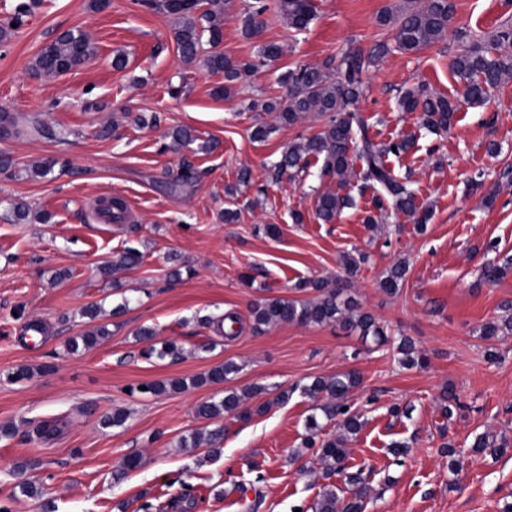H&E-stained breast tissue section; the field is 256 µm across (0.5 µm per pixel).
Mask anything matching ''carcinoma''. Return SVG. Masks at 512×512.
Returning <instances> with one entry per match:
<instances>
[{
    "label": "carcinoma",
    "mask_w": 512,
    "mask_h": 512,
    "mask_svg": "<svg viewBox=\"0 0 512 512\" xmlns=\"http://www.w3.org/2000/svg\"><path fill=\"white\" fill-rule=\"evenodd\" d=\"M137 3L163 10L177 16L178 26L174 31L177 50L186 62L203 58L206 68L212 73L224 74V95L231 93L234 82L244 73L277 60L282 48L276 43H267L260 49L257 62L234 60L224 52L217 50L223 38L226 11L224 0H136ZM36 0L18 6V11L6 21H0V45L11 38L14 28L21 25L22 16L31 13ZM268 6L265 0H253L249 3L242 20L245 36L254 35L263 23V15ZM279 9L288 20V25L296 30L307 28L313 19L314 10L311 0H280ZM455 5L453 0H424L420 6H409L397 13H384L379 17L382 25H393L392 41L375 44L370 50L348 48L340 53L336 60L327 61L321 66L299 65L287 71L282 82L286 94L262 105L261 110L275 114V120L284 126H293L307 114L314 112L325 121L322 132L302 139L288 146L280 160L274 165L273 180L283 176L294 180L304 172L307 158H323L321 177L346 182L353 158L362 161L361 180L373 187L377 194L373 199L374 212L366 217V223L379 224L393 210L415 219V223L424 224L429 219V210L420 208L416 203V194L408 182L400 180L388 165L389 156L399 157L410 151L413 139L396 138L388 142L377 143L367 132V120L353 109L364 93V75L376 66L385 56L397 51L401 54H416L433 44L448 30L453 18ZM207 23L201 27L200 21ZM209 32L208 45L203 47V32ZM504 44H512V28L506 26L467 45L452 60V69L463 85V97L468 103H481L488 97L489 90L500 86L512 75V57L499 53ZM95 55V47L90 37L82 31L67 30L48 43L36 56L31 69L38 75L57 76L77 69ZM401 106L407 112H418L422 126L433 134H440L451 128L459 104L445 96H435L419 88L407 91L402 96ZM51 140H64L65 132L34 120L28 128L18 126L14 117L7 112L0 113V138H12L22 134ZM56 161H37L25 173L31 177L46 179L54 174ZM349 198L326 191L317 198L316 213L324 223L333 222ZM100 210L107 220L119 223L123 220L125 203L119 197L101 201ZM143 259V254L127 248L112 264L101 266L104 274L111 270L135 268ZM407 272V265L399 262L391 266L380 287L389 295L396 294ZM512 272V257L509 255L488 260L482 269L481 278L496 283ZM307 287L314 291L308 299H290L284 297L263 298L255 301L250 308V317L255 327L299 323L304 325H323L335 323L345 329L358 330L364 336L373 337L379 346L393 342L387 329L375 318L364 311L360 303L346 294V289L329 286L324 279L308 282ZM111 336L106 324L91 325L81 334L70 339L67 350L71 354L94 349ZM140 341L147 343L142 354L151 358H181L183 350L174 341L157 343L156 333L150 328L137 332ZM512 336V315L486 323L482 327L485 340ZM402 366L413 368L422 365L423 358L416 356L413 342L408 338L400 339L397 345ZM240 368L232 362L217 365L208 372L185 381L180 378L167 381H154L145 384L148 394H162L167 391H181L188 386L216 385L226 382L229 376ZM362 386V377L355 370L338 373L329 378H317L303 387V394L316 400L325 397V401L316 405V413L310 415L305 423L307 436L306 448L314 451L323 470V478L335 475L344 478V483L356 488L351 496H340L336 486L329 483L313 505V512H364V498L367 492L366 477L363 470L345 471L347 442L357 435L365 425L362 416L350 407L349 401ZM262 386H252L241 391L226 390L224 396L201 403L196 414L199 418L212 422L224 419L226 415L238 417L250 416V410L244 408L247 400L263 394ZM438 408L444 418H451L453 409L459 407L458 399L451 388H445L437 400ZM338 424L341 433L319 438L323 429L330 423ZM224 432L219 426L208 431H195L183 440L196 448L201 443L212 447L217 456L220 449L217 444ZM509 447L507 441H497L487 435L478 436L471 449L476 454L497 457Z\"/></svg>",
    "instance_id": "1"
}]
</instances>
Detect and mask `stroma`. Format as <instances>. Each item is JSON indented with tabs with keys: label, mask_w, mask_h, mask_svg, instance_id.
I'll return each instance as SVG.
<instances>
[{
	"label": "stroma",
	"mask_w": 512,
	"mask_h": 512,
	"mask_svg": "<svg viewBox=\"0 0 512 512\" xmlns=\"http://www.w3.org/2000/svg\"><path fill=\"white\" fill-rule=\"evenodd\" d=\"M249 2L231 0L221 51L252 60L274 42L283 53L244 76L228 97L216 92L223 75L181 59L174 17L136 0H111L102 11L89 0H40L0 46V112L20 122L36 115L68 133L63 142L0 138V153L14 161L0 172V426L12 429L0 436V504L11 512H41L46 499L57 512H312L323 481L302 446L314 401L301 389L355 370L363 387L351 405L365 427L349 442L345 465L367 477L365 512H500L512 496V336L492 345L499 358L491 361L480 330L512 301V274L487 284L480 272L490 251L512 255V184L502 176L512 171V81L492 90L485 105H461L441 136L423 128L419 113L403 111L399 98L419 85L459 98L452 59L466 43L511 24L512 0H454L441 40L416 55L391 53L366 74L357 106L369 134L379 142L413 138L411 151L390 157L389 165L433 212L421 227L397 214L376 229L364 222L374 192L357 177L344 188L351 206L332 224L316 217L317 196L332 185L321 178L320 161L309 159L296 180L272 182V166L288 144L325 123L311 115L278 126L260 106L283 94L279 78L289 69L390 39L378 17L408 0H312L315 16L299 31L281 17L277 0H267L265 24L252 38L241 32ZM70 29L90 36L95 56L63 75L35 74L40 49ZM119 54L127 59L122 70L112 66ZM492 112L497 122L489 126ZM261 122L273 131L253 140ZM111 124L115 136L100 137ZM177 126L190 128L197 143L165 148V133ZM210 140L217 149L201 151ZM50 158L65 164L54 180L27 177V164ZM185 160L197 170L189 183L176 178ZM244 168L251 181L241 186ZM233 184L239 190L231 201L224 188ZM110 195L127 200L128 222L98 220L94 203ZM18 200L49 221H6ZM228 206L239 214L232 224L222 218ZM267 224L277 225V236L264 234ZM128 247L143 254L142 264L102 277L99 265ZM347 253L366 257L350 292L393 338L408 337L424 350L427 368H403L395 345L376 346L333 323L255 328L252 302L303 297L299 282L343 276ZM400 261L408 266L404 284L386 294L380 281ZM176 269L182 275L175 279ZM60 271L65 279H57ZM92 302L109 311L111 336L70 355L66 342L87 328L81 310ZM230 311L241 317L233 337L217 325ZM142 327L155 329L158 340L177 341L185 358H145L135 336ZM226 361L240 367L228 386L292 395L262 414L225 417L220 456L180 442L206 428L197 406L228 386L134 392L139 383L190 379ZM21 366L32 377L7 382ZM446 387L461 403L447 421L435 403ZM395 406L405 415L393 416ZM115 408L127 410L126 423L103 426ZM44 421L55 431L40 439L34 429ZM483 433L506 439V453H473ZM395 441L410 445L404 460L389 451ZM449 444L456 458L444 453ZM131 454L140 456L139 467L121 472ZM26 461L33 467L25 471ZM24 481L37 482L42 498L15 496Z\"/></svg>",
	"instance_id": "stroma-1"
}]
</instances>
